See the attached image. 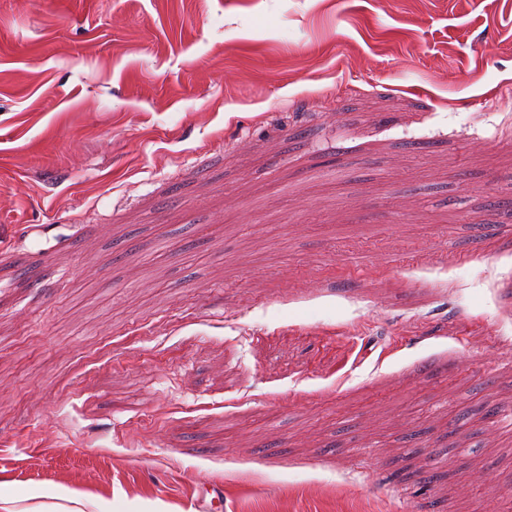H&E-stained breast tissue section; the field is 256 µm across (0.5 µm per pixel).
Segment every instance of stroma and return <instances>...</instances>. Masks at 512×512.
I'll use <instances>...</instances> for the list:
<instances>
[{"label":"stroma","instance_id":"obj_1","mask_svg":"<svg viewBox=\"0 0 512 512\" xmlns=\"http://www.w3.org/2000/svg\"><path fill=\"white\" fill-rule=\"evenodd\" d=\"M212 486L512 512V0H0V501Z\"/></svg>","mask_w":512,"mask_h":512}]
</instances>
